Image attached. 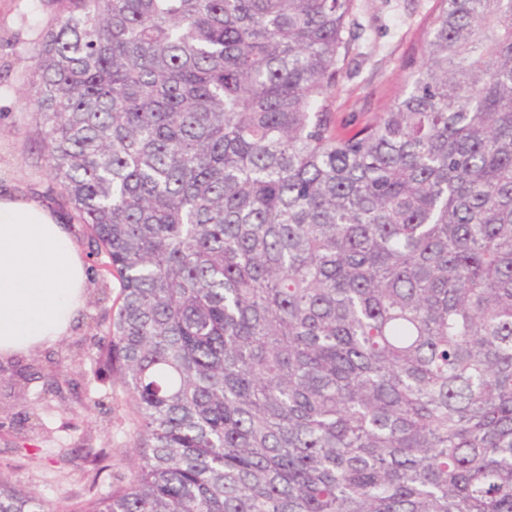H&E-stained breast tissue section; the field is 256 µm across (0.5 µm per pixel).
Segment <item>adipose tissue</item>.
<instances>
[{
    "instance_id": "1",
    "label": "adipose tissue",
    "mask_w": 512,
    "mask_h": 512,
    "mask_svg": "<svg viewBox=\"0 0 512 512\" xmlns=\"http://www.w3.org/2000/svg\"><path fill=\"white\" fill-rule=\"evenodd\" d=\"M87 265L51 205L0 185V362L68 336Z\"/></svg>"
}]
</instances>
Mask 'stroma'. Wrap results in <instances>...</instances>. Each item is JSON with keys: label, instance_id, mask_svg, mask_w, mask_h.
<instances>
[{"label": "stroma", "instance_id": "1", "mask_svg": "<svg viewBox=\"0 0 512 512\" xmlns=\"http://www.w3.org/2000/svg\"><path fill=\"white\" fill-rule=\"evenodd\" d=\"M436 0H353L355 38L351 71L340 78L332 117L348 130L384 111L404 84L403 65L421 41ZM57 0H0V182L20 194L60 206L49 173L33 108L26 98L33 73L32 50L58 12ZM88 300L70 336L0 363V474L50 502L78 503L91 490L127 484L139 464L132 449L133 413L110 376L94 380L95 344L112 321L119 288L106 275L105 255H92ZM63 374L59 390L46 392L42 364ZM25 379V398L12 385ZM104 452L106 481L93 485L87 451Z\"/></svg>", "mask_w": 512, "mask_h": 512}]
</instances>
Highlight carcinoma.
<instances>
[{
	"label": "carcinoma",
	"instance_id": "cac0c4a2",
	"mask_svg": "<svg viewBox=\"0 0 512 512\" xmlns=\"http://www.w3.org/2000/svg\"><path fill=\"white\" fill-rule=\"evenodd\" d=\"M65 2L29 95L141 457L79 512H512V0L347 132L353 0Z\"/></svg>",
	"mask_w": 512,
	"mask_h": 512
}]
</instances>
